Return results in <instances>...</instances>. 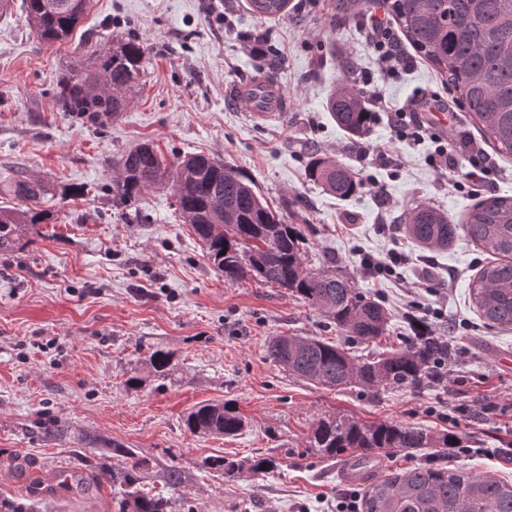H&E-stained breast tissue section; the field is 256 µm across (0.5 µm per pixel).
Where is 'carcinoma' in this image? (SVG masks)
<instances>
[{"label":"carcinoma","instance_id":"cac0c4a2","mask_svg":"<svg viewBox=\"0 0 512 512\" xmlns=\"http://www.w3.org/2000/svg\"><path fill=\"white\" fill-rule=\"evenodd\" d=\"M289 0H248L259 18L288 12ZM387 17L397 26L420 59L428 62L448 86L453 101L478 127L482 140L506 161L512 160V0H383ZM25 21L47 43L67 39L87 11L88 0H23ZM144 47L133 39L99 55V68L89 75L71 74L59 91L61 109L99 124L123 110L125 95L140 76ZM336 125L350 139L363 136L369 108L363 93L344 76L326 102ZM113 165L112 200L129 203L141 193L172 180L177 209L192 235L206 247L209 262L228 283L252 279L275 285L319 310L328 322L358 344L385 335L389 316L384 306L355 286L353 278L334 266L311 268L306 262L304 229L288 224L279 210L261 195L241 169L206 158L185 156L170 171L151 142L125 152ZM311 182L340 199L357 194L361 178L331 156L310 158ZM13 194L38 202L42 186L21 172ZM49 213L28 207H0V252H10L32 224H44ZM405 233L427 250L449 247L464 233L489 255L469 288L471 305L483 323L512 328V197L491 196L473 204L457 224L442 209L419 205L403 222ZM415 334L399 347L378 357L358 359L341 345L316 337L276 336L267 346L270 361L291 374L325 389L357 388L377 395L382 391H419L440 387L448 377L452 337L414 321ZM150 365L158 376L170 371L171 356L156 350ZM193 434L234 437L246 417L227 403H204L186 416ZM309 447L326 459L348 456L353 466L366 468L384 453H413L423 448H464L454 432L438 433L416 425L384 421L365 423L338 415L319 420ZM112 482L123 490L122 512H173L181 477L173 470L169 498L148 495L137 487L148 462L130 448H99ZM114 457L128 463L112 465ZM277 466L270 457L247 461L216 456L203 467L233 477L247 469L258 473ZM355 512H512V481L489 471L468 473L426 462L401 473L386 475L360 488Z\"/></svg>","mask_w":512,"mask_h":512}]
</instances>
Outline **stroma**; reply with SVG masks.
I'll return each mask as SVG.
<instances>
[{"instance_id":"1","label":"stroma","mask_w":512,"mask_h":512,"mask_svg":"<svg viewBox=\"0 0 512 512\" xmlns=\"http://www.w3.org/2000/svg\"><path fill=\"white\" fill-rule=\"evenodd\" d=\"M66 40L46 44L21 5L0 16V206L20 207L18 172L46 188L49 221L32 225L27 244L0 254V500L37 499L40 512H119L122 494L90 454L104 439L150 460L141 489L167 493L178 470L191 512H339L356 485L339 462L308 446L314 424L349 415L366 423L397 421L431 433L466 436L469 452L382 457L381 473L431 460L512 481V331L483 325L469 285L485 256L465 235L444 251H426L398 223L406 208L428 204L460 219L473 196L449 192L426 156L386 123L366 143L397 154L400 167L359 159L325 108L346 73L358 88L376 78L366 39L371 19L349 20L353 0H291L287 15L260 19L248 0H90ZM135 37L143 69L115 118L95 125L58 104L61 81L94 70L100 52ZM264 54L249 50L254 38ZM265 72L286 106L258 120L229 108L225 87ZM450 101L422 60L390 80L386 102L408 106L418 93ZM150 140L170 162L204 154L247 173L286 223L303 225L313 266L335 265L382 303L385 337L354 346L378 354L412 335L408 302L452 337L448 384L418 392L324 389L294 377L266 356L273 337L347 336L287 290L257 281L225 282L175 212L168 186L116 205L107 189L114 159ZM318 150L348 164L366 185L342 201L309 182L307 157ZM398 251L409 257L398 280L367 276L361 261ZM172 354L168 377L155 376L153 351ZM139 378L137 388L126 385ZM202 402L235 405L248 425L235 437L197 436L184 426ZM61 421L65 439L38 431L40 417ZM211 456H269L275 470L227 478L203 468ZM69 487L53 492L57 473Z\"/></svg>"}]
</instances>
